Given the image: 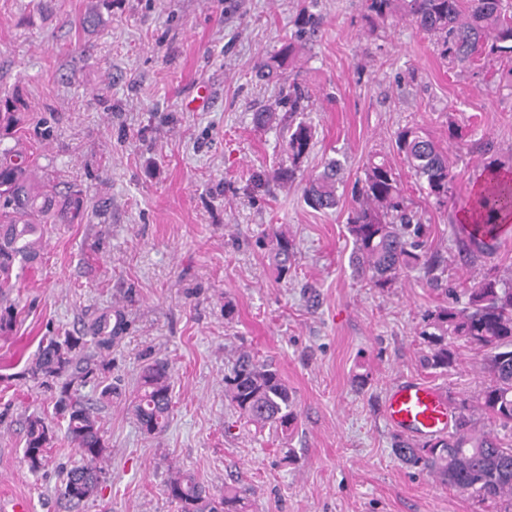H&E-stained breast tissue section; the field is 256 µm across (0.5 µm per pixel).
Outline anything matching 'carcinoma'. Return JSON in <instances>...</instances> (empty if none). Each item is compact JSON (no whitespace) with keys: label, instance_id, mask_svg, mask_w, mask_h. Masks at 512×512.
<instances>
[{"label":"carcinoma","instance_id":"obj_1","mask_svg":"<svg viewBox=\"0 0 512 512\" xmlns=\"http://www.w3.org/2000/svg\"><path fill=\"white\" fill-rule=\"evenodd\" d=\"M392 2L363 0L364 17H384ZM402 2L405 16L437 37L441 54L452 63L464 67L481 57H503L512 62V10L505 0ZM293 52L290 44L283 54L261 61L259 75L267 79L276 76L284 55ZM306 99L308 96L294 86L275 106L254 113L256 125L265 126L278 119V111L288 112L283 147L289 165L277 172L279 178L294 179L311 148V127L302 120L294 121V116L306 111ZM18 122L15 101L0 96V333L7 332L15 320L16 306L10 295L19 278L16 270L41 258L45 227L82 219L78 194L61 199L55 185L36 178L32 155L16 144H3L1 132ZM395 146L425 182L427 197L440 206L447 203L453 180L447 154L416 126L399 129ZM340 170V162L331 159L320 173L305 179L303 194L310 207L336 206ZM485 171L483 189L465 203L467 211L478 217V222L469 225L463 243L469 252L491 250L502 229L512 222V179H500V166L495 164L487 165ZM352 201L347 229L354 244L351 265L357 276L383 291L409 270H435L424 241L427 226L409 208L398 176L384 156L373 154L366 159L363 177L352 188ZM260 246L278 278L288 277L292 257L288 236L274 231ZM123 330L122 316L108 310L75 335L42 337L38 354L27 369L29 378L40 386L56 390V414L66 424L68 441L83 458V464L63 473L58 490L59 497L73 507L97 494L102 474L99 462L108 448L94 408L80 390L92 383L101 387L100 399L112 398V384L102 381L108 370L103 357ZM418 336L428 348L420 358L423 368L442 373L453 369L458 359L454 344L461 341L483 353V371L489 382L475 399L455 403L454 431L448 437L420 443L399 438L394 455L407 467L426 471L444 485L512 512V446L478 426L484 415L503 428L512 427V278H474L467 303L428 312ZM224 396L239 418L258 429L269 426L286 436L297 420L293 395L277 369L250 353L241 354L224 375ZM172 410L170 364L155 359L139 373L131 411L140 430L156 436L169 428ZM52 438V426L44 418L27 419L24 458L31 471L40 470L46 462ZM166 494L179 512H244L245 508L237 488L226 486L224 494L216 496L184 472L171 477Z\"/></svg>","mask_w":512,"mask_h":512}]
</instances>
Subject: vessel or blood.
<instances>
[{"instance_id": "1", "label": "vessel or blood", "mask_w": 512, "mask_h": 512, "mask_svg": "<svg viewBox=\"0 0 512 512\" xmlns=\"http://www.w3.org/2000/svg\"><path fill=\"white\" fill-rule=\"evenodd\" d=\"M383 416L393 430L418 441L445 437L452 425L453 410L444 391L423 379L410 377L389 389Z\"/></svg>"}]
</instances>
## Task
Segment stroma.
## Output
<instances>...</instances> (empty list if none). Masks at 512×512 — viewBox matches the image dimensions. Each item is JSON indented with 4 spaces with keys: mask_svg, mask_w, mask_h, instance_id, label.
<instances>
[{
    "mask_svg": "<svg viewBox=\"0 0 512 512\" xmlns=\"http://www.w3.org/2000/svg\"><path fill=\"white\" fill-rule=\"evenodd\" d=\"M91 12L100 22L89 29ZM362 13V0H0V92L21 98L20 143L86 208L81 223L45 236L11 295L0 497L66 512L56 489L80 457L59 430L44 468L30 471L24 419L52 417L54 400L26 370L41 337L77 332L110 307L125 330L107 357L116 392L99 413L109 449L101 489L79 512H178L165 493L178 471L216 493L244 489L246 512H497L406 468L382 406L406 376L456 400L486 382L480 354L462 344L450 372L422 368L418 332L429 311L463 306L477 273L512 274V235L489 253L459 251L461 203L484 162L512 167V62L461 67L400 8L375 23ZM289 44L278 78L259 80L258 63ZM292 83L309 96L302 119L314 130L302 170L342 164L332 210L308 206L301 183L273 180L288 164L282 129L253 121ZM452 124L469 144L449 151L453 188L439 207L394 137L414 125L447 149ZM374 152L429 227L438 282L414 269L381 291L349 264L351 189ZM275 230L294 242L284 279L257 246ZM242 348L292 390L298 419L287 437L238 422L225 398L227 363ZM156 358L171 365L175 407L168 430L149 437L128 403Z\"/></svg>",
    "mask_w": 512,
    "mask_h": 512,
    "instance_id": "stroma-1",
    "label": "stroma"
}]
</instances>
